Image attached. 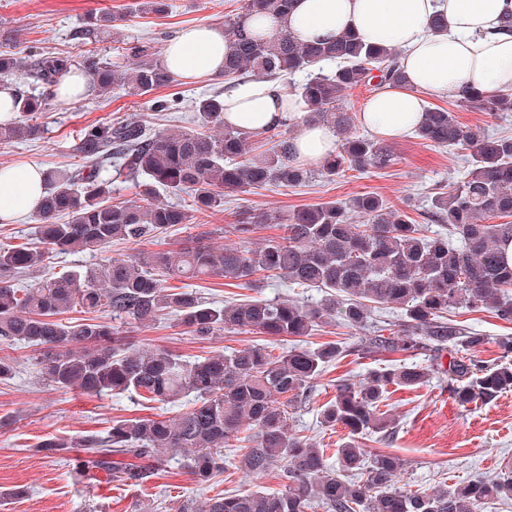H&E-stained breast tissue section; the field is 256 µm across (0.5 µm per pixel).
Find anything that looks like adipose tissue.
Here are the masks:
<instances>
[{"mask_svg": "<svg viewBox=\"0 0 512 512\" xmlns=\"http://www.w3.org/2000/svg\"><path fill=\"white\" fill-rule=\"evenodd\" d=\"M438 13L447 27L436 32L429 22ZM508 15L512 0H296L286 19L267 17L257 27L270 36L285 25L306 42L353 30L367 41L397 48L405 85L376 91L358 121L378 137L399 140L419 126L431 98L468 87L489 94L512 90V32L501 29ZM229 44L222 26L197 24L172 38L164 56L175 78L198 79L222 72ZM224 120L247 132L293 127V158L303 165H316L336 146L327 127L308 120L300 96L265 79L226 83ZM43 191L40 168L0 171V222L35 212Z\"/></svg>", "mask_w": 512, "mask_h": 512, "instance_id": "obj_1", "label": "adipose tissue"}]
</instances>
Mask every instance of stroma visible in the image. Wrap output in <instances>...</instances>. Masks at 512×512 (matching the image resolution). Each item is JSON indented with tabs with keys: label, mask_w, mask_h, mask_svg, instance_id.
Here are the masks:
<instances>
[{
	"label": "stroma",
	"mask_w": 512,
	"mask_h": 512,
	"mask_svg": "<svg viewBox=\"0 0 512 512\" xmlns=\"http://www.w3.org/2000/svg\"><path fill=\"white\" fill-rule=\"evenodd\" d=\"M137 0H0V52L28 57L32 48L68 56H80L86 49L107 58H116L114 38L85 47L73 39L72 32L91 11L125 14L126 36L164 52L168 40L191 24H223L226 14L238 6V0H168L169 14L159 17L135 11ZM222 78L178 82L177 85L139 96L124 90L101 98L86 92L82 99L66 102L50 99L39 123L41 132L26 141L0 142V166L32 164L41 169L69 168L78 159L71 147L85 126L123 119L141 121L149 132L166 131L194 125L193 103L202 94L223 91ZM179 97L177 109L157 111L154 101ZM437 106L454 112L457 120L476 132L493 136H512V117L474 112L461 107L456 98L437 99ZM394 165L384 170L346 172L334 180L320 177L297 186L269 185L245 193H228L222 210L195 214L192 223L179 225L162 234L160 242L171 245L190 236L207 233L209 245L221 248L233 244L224 227L244 209L284 215L305 205L344 201L363 193H375L392 205L405 209L415 221H422L428 196L447 191L449 183L459 180L465 168V152L458 148L434 146L407 136L392 142ZM157 243L115 241L105 252L83 251L51 259L45 268L28 272L27 280L50 276L70 268L95 266L102 254L115 257L141 251H153ZM201 296L224 301L246 294L249 297L318 301L323 293L281 279L258 281L256 287L239 290L225 285L223 279L194 281ZM450 320L468 331L489 337L480 351L484 360L497 358L494 337L512 336V323L490 312L450 310ZM144 348H166L188 357L205 356L258 342L273 353L288 350V342L263 335L220 334L199 340L186 333L176 318L134 332ZM16 361L13 378L0 380V416L9 415L13 423L0 430V491L16 486L28 491L24 499L0 498V512H138L141 504L156 501L157 512H170L186 499L204 500L224 492H245L258 488L278 489L276 476H254L233 466L217 476L207 487H199L177 462H170L149 481L144 489L117 486L108 482L89 484L77 479L72 459L81 456L70 449L65 458H47L36 452L44 437L81 436L104 432L113 418L161 415L172 418L184 411L187 400L173 404L146 401L136 395L92 397L77 390H59L44 381L32 362V352L22 344L0 345V356ZM397 353H379L361 357L352 355L331 366L317 377L310 400L294 415L293 427L310 436L324 448L328 457L346 433L326 429L319 423L321 407L336 395L338 381L360 382L368 372L398 363ZM388 408L396 419L395 433L388 438L372 435L365 444L371 452H391L404 461L399 483L409 489L432 490L472 478H495L506 463H512V392L469 406L457 404L450 393L448 379L436 374L425 385L400 389L389 396Z\"/></svg>",
	"instance_id": "obj_1"
}]
</instances>
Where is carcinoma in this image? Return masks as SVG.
<instances>
[{"label":"carcinoma","mask_w":512,"mask_h":512,"mask_svg":"<svg viewBox=\"0 0 512 512\" xmlns=\"http://www.w3.org/2000/svg\"><path fill=\"white\" fill-rule=\"evenodd\" d=\"M239 2V11L224 17L233 45L224 57V78L305 74L295 91L307 100L309 117L336 135V151L317 168L299 165L290 153L288 126L258 133L231 127L218 93L194 101L195 130L151 134L131 120L82 130L72 146L81 164L44 173L36 242L0 248V344L30 348L40 374L58 389L96 397L133 393L160 403L189 397L191 402L174 419H117L104 435L47 437L37 452L53 458L82 448L79 475L129 487L145 486L172 459L205 486L226 470V448L240 449V463L252 474L280 469L281 490L215 495L177 512H307L314 503L324 512H482L487 504L512 500L511 466L493 480L413 491L397 485L398 456L372 453L364 443L372 434H394L395 420L381 410L390 389H415L435 373L448 377L463 407L512 392V336L496 339L498 362L485 365L477 359L485 337L448 320L449 310L464 307L512 323V263L504 256L512 242V221L489 223L512 218V137L480 136L447 109H426L414 137L469 151L464 176L449 191L430 197L428 216L446 225L445 233L428 234L405 210L368 193L306 206L284 217L244 211L224 230L237 242L222 248L197 234L177 251L107 256L93 267L18 283L20 274L42 268L52 257L98 250L115 240L154 241L171 227L191 223L193 213L222 206L226 192L271 183L300 186L315 175L331 180L347 170L393 165L389 145L352 129L342 101L356 87L400 85L398 51L353 33L314 43L301 42L286 29L268 37L251 30L248 22L283 18L293 0ZM124 21L121 14H92L75 32L76 39L94 44L107 30L122 29ZM122 44L120 61L92 52L79 60L44 51L25 61L0 55V75L19 70L23 79L13 86L19 117L0 123V142L40 133L32 120L72 68L85 71L92 91L101 95L121 87L142 95L173 86L176 79L152 47L129 38ZM326 63L336 67L326 71ZM457 99L472 111L512 113L509 91L486 95L464 89ZM107 163L111 176L104 175ZM119 181L131 184L136 202H112ZM162 190L190 194L192 208L160 200ZM60 215L69 221L57 223ZM275 221L282 223L283 234L251 245L257 226ZM260 272L304 288H324V299L315 306L280 297L219 305L174 285L224 278L251 288ZM383 306L400 311L397 328L389 331L374 319L375 309ZM78 308L104 312L110 321L62 319ZM168 315L200 339L221 331L310 336L328 317L359 327L364 335L350 348L326 343L274 356L254 343L190 360L165 348H139L124 330L131 324L149 327ZM378 350L411 356L427 352L432 363L395 364L369 372L359 383L336 387L335 398L319 412L322 425L347 431L332 465L325 449L292 431L290 411L309 401L311 381L340 356Z\"/></svg>","instance_id":"1"}]
</instances>
